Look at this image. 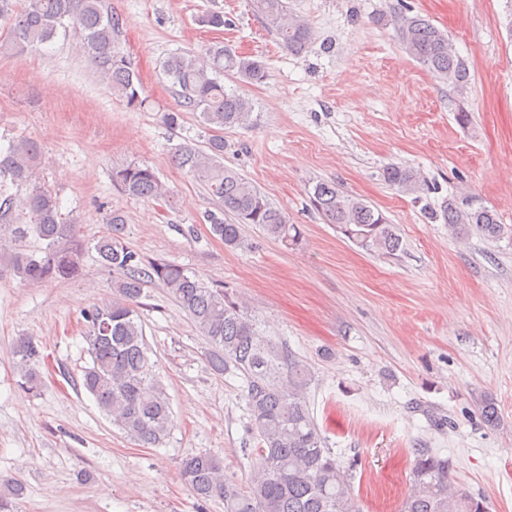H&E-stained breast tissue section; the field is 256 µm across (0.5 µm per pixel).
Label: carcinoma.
Masks as SVG:
<instances>
[{
    "label": "carcinoma",
    "mask_w": 512,
    "mask_h": 512,
    "mask_svg": "<svg viewBox=\"0 0 512 512\" xmlns=\"http://www.w3.org/2000/svg\"><path fill=\"white\" fill-rule=\"evenodd\" d=\"M255 6L288 51H308L313 30L288 11L285 0H255ZM395 24L399 43L410 57L458 94L466 91L468 66L453 51L448 34L417 15H401ZM70 25L82 30L78 51L112 94L129 108H145L148 100L138 74L115 49L123 20L108 10L104 0H0V27L5 29L0 34V53L41 48ZM164 72L183 106L200 110L201 122L213 131L205 146L185 143L174 153L175 164L199 179L217 204V210L204 215L212 236L226 247L238 248L243 244L241 225L255 224L285 246L297 245L302 236L299 226L289 223L288 216L247 178L224 166L222 131L249 124L252 105L237 91L226 89L221 76L260 83L266 76L264 61L214 44L202 54L168 57ZM39 159L40 147L34 141L8 138L0 144V236L8 234L20 242L33 236L41 243L37 250L19 249L12 256L13 275L29 285L78 275L84 257L76 225L63 219L59 200L39 183ZM384 178L406 193L421 190L416 174L405 167L386 168ZM112 183L140 199L165 201L173 196L147 164L112 168ZM14 186H26L28 192L19 197L10 192ZM312 198L327 223L336 225L366 253L392 257L402 251L395 225L365 200L346 195L327 181L314 185ZM442 216L456 234L473 230L496 239L512 231L500 223L495 211L455 199L443 206ZM123 224L124 217L112 213L108 232L93 246L103 266L123 273L115 297L82 312L90 357L82 386L100 410L144 448L162 445L174 428L170 398L156 374L137 311L144 287L159 283L209 342L211 367L217 372L231 368L243 372L244 399L258 441L251 452L253 470L244 486L224 477L219 458L201 452L187 455L182 476L192 495L202 502L223 499L224 512H362L350 475L334 458L307 406L308 366L261 336L223 287H210L170 262L141 266L137 253L125 243ZM13 358L22 387L32 392L39 389L44 355L35 341L18 337ZM284 368L286 385L280 382ZM449 470V459L419 450L412 487L400 512H485L482 499L451 485ZM3 486L0 512H9L24 488L8 481Z\"/></svg>",
    "instance_id": "cac0c4a2"
}]
</instances>
